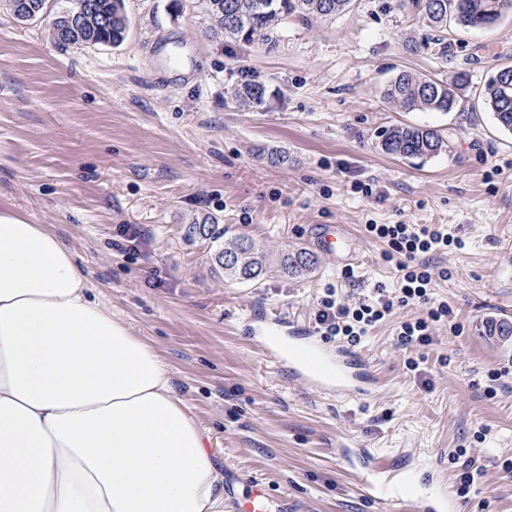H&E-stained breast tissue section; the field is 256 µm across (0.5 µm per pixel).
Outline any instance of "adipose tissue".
Returning <instances> with one entry per match:
<instances>
[{"label":"adipose tissue","instance_id":"ef3b65f1","mask_svg":"<svg viewBox=\"0 0 512 512\" xmlns=\"http://www.w3.org/2000/svg\"><path fill=\"white\" fill-rule=\"evenodd\" d=\"M168 365L0 200V512H226Z\"/></svg>","mask_w":512,"mask_h":512}]
</instances>
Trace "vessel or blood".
Listing matches in <instances>:
<instances>
[{"label": "vessel or blood", "instance_id": "1", "mask_svg": "<svg viewBox=\"0 0 512 512\" xmlns=\"http://www.w3.org/2000/svg\"><path fill=\"white\" fill-rule=\"evenodd\" d=\"M259 347L277 361L287 363L293 377L309 388L336 394L337 398H362L372 393L375 377L365 361L343 345L330 346L313 335L263 336ZM354 466L369 492L378 500L413 504L416 512H447L453 498L444 475H437L420 493L401 483L395 471L384 470L366 450L359 449ZM227 512H273L264 484L249 481L248 494H225Z\"/></svg>", "mask_w": 512, "mask_h": 512}]
</instances>
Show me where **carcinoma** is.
<instances>
[{
	"mask_svg": "<svg viewBox=\"0 0 512 512\" xmlns=\"http://www.w3.org/2000/svg\"><path fill=\"white\" fill-rule=\"evenodd\" d=\"M13 15L22 22L42 16L48 0H8ZM72 6L56 15L52 38L60 45H121L128 36L129 24L123 12L122 0H71ZM211 19L210 30L215 36L257 47L275 44L274 35L280 24L294 15L302 20H331L346 11L352 0H205ZM405 6L417 12L430 27L441 32L453 21L463 29H488L506 14L512 13V0H407ZM464 70L456 73L449 85L426 76L402 70L383 90L387 103L403 111H451L458 91L467 86ZM243 106L260 105L264 87L245 83L233 92ZM484 105L493 112L499 126L512 132V66H506L490 78L482 95ZM447 148L439 130L412 124L396 125L387 130L382 149L401 158L437 155ZM190 237L210 243L224 238V228L210 217L194 219L187 226ZM216 265L224 279L231 283L256 281L263 271V256L252 240L236 237L229 247H219L214 253ZM282 269L296 274L311 268L313 259L307 252L296 249L282 254ZM482 335L506 340L512 336V324L489 319Z\"/></svg>",
	"mask_w": 512,
	"mask_h": 512,
	"instance_id": "1",
	"label": "carcinoma"
}]
</instances>
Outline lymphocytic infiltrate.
I'll use <instances>...</instances> for the list:
<instances>
[{"label":"lymphocytic infiltrate","mask_w":512,"mask_h":512,"mask_svg":"<svg viewBox=\"0 0 512 512\" xmlns=\"http://www.w3.org/2000/svg\"><path fill=\"white\" fill-rule=\"evenodd\" d=\"M365 231L371 238L385 244L383 257L395 266L399 296L359 302L351 307L333 296L323 297L313 318L317 335L357 346L378 322L390 316L395 305L412 302L428 305L426 316L400 323L397 339L402 346H427L432 342V326L451 315L447 302L434 301L438 281L448 280V269L434 270L426 255L448 248H462L463 241L445 232L439 224H369Z\"/></svg>","instance_id":"f902f5d3"}]
</instances>
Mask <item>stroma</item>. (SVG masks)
<instances>
[{"mask_svg": "<svg viewBox=\"0 0 512 512\" xmlns=\"http://www.w3.org/2000/svg\"><path fill=\"white\" fill-rule=\"evenodd\" d=\"M124 4L122 45L64 47L52 38L64 0L31 22L0 0V200L48 225L157 349L209 432L223 481H262L288 512H392L364 494L343 449L452 479L450 457L463 448L482 476L461 512H512L502 469L512 458V341L480 333L489 318L512 323V133L480 97L512 65V14L490 30L440 35L400 0H354L328 21L288 17L274 46L257 48L212 38L203 0ZM461 69L470 83L452 111L403 112L383 98L399 71L449 84ZM246 81L263 85L261 106L236 102ZM403 123L441 130L447 150L387 154L382 135ZM260 147L287 162L259 161ZM202 215L265 252L258 281L215 272L210 243L186 234ZM123 224L142 230L141 246L128 249ZM322 224L346 229L353 264L317 249ZM369 224H442L465 246L432 258L452 273L436 298L453 310L432 344H398L399 323L426 310L396 307L356 348L376 391L339 401L293 379L255 339L311 328L326 290L347 304L395 291ZM297 248L315 266L290 276L277 259ZM504 367L488 391L489 371Z\"/></svg>", "mask_w": 512, "mask_h": 512, "instance_id": "obj_1", "label": "stroma"}]
</instances>
